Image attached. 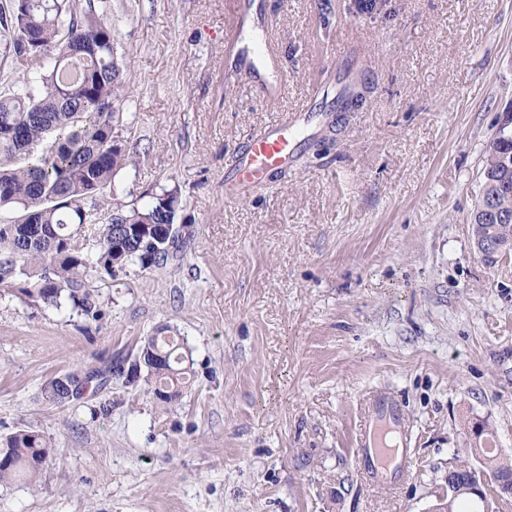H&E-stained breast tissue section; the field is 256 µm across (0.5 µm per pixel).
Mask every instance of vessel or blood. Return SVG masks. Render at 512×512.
<instances>
[{"mask_svg":"<svg viewBox=\"0 0 512 512\" xmlns=\"http://www.w3.org/2000/svg\"><path fill=\"white\" fill-rule=\"evenodd\" d=\"M232 68H246L265 83L271 98H279L287 88L277 50L266 30H259L236 52ZM297 147L293 130L280 124L253 136L234 164L232 186L244 190L261 185L274 173L287 170ZM370 424L357 448L364 471L372 484L387 483L399 451L408 450L411 436L403 429V416L395 401L387 396L373 399L368 406Z\"/></svg>","mask_w":512,"mask_h":512,"instance_id":"b4317fda","label":"vessel or blood"}]
</instances>
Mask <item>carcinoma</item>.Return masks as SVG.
I'll list each match as a JSON object with an SVG mask.
<instances>
[{
    "label": "carcinoma",
    "instance_id": "1",
    "mask_svg": "<svg viewBox=\"0 0 512 512\" xmlns=\"http://www.w3.org/2000/svg\"><path fill=\"white\" fill-rule=\"evenodd\" d=\"M0 43L5 56L38 64L57 51L52 68L40 74L41 90L0 95V209L16 208L18 219L0 224V288H15L34 303L71 310L98 319L92 272L107 275L129 263L164 266L178 257L191 232L175 227L181 199L175 189L152 196L144 205L109 209L97 198L128 158L118 135L129 80L114 51L112 26L97 14L93 0L81 12L70 0H6L0 5ZM497 195L498 206L512 215V142L493 139L483 168L481 195L471 213L473 237L501 242L512 251V218L485 216L483 203ZM164 235L114 234L123 224H161ZM93 232L94 258L70 245ZM161 358L162 370L148 373L153 396L168 403L190 381L181 338L158 328L143 340L134 363L118 361L106 371L89 369L45 382V401L65 406L83 398L81 388H102L114 378L131 382L148 358ZM494 432L482 426L469 451L480 460L476 478L512 485V454L492 449ZM50 442L36 431L18 430L0 440V482L31 480L49 456Z\"/></svg>",
    "mask_w": 512,
    "mask_h": 512
}]
</instances>
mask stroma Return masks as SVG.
Wrapping results in <instances>:
<instances>
[{
  "label": "stroma",
  "mask_w": 512,
  "mask_h": 512,
  "mask_svg": "<svg viewBox=\"0 0 512 512\" xmlns=\"http://www.w3.org/2000/svg\"><path fill=\"white\" fill-rule=\"evenodd\" d=\"M131 94L130 160L98 198L182 200L191 237L166 267L95 277L99 319L0 288V438L43 434L34 481L0 512H429L483 421L512 451V257L487 262L470 214L512 110V0H259L287 89L228 75L235 0H91ZM365 90L353 110L344 89ZM301 116L285 176L224 187L248 139ZM182 336L191 381L146 379L63 407L51 377ZM389 392L408 472L365 479L364 402Z\"/></svg>",
  "instance_id": "1"
}]
</instances>
